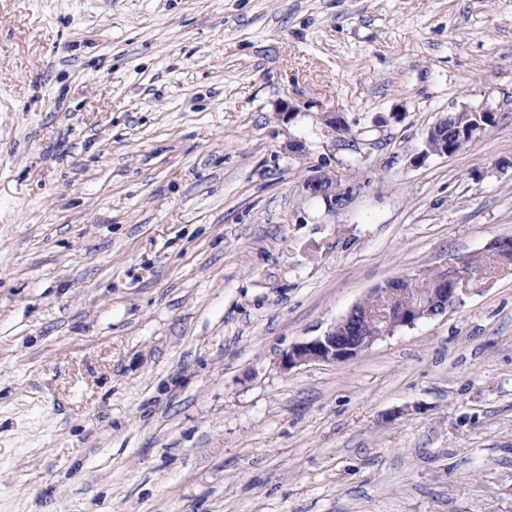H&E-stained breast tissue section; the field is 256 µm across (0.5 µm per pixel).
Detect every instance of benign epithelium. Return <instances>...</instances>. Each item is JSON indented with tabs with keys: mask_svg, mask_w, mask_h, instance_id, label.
<instances>
[{
	"mask_svg": "<svg viewBox=\"0 0 512 512\" xmlns=\"http://www.w3.org/2000/svg\"><path fill=\"white\" fill-rule=\"evenodd\" d=\"M454 122V116L449 114L428 131L424 155H448V126ZM303 189L332 204L344 199V193L336 187V179L326 174L309 178ZM471 274L470 264L462 259L437 272L428 288L410 287L409 278L392 280L373 291V303L355 305L322 335L289 348L282 354L280 365L290 370L312 362L334 365L350 362L396 329L412 327L422 319L441 315L461 304L466 292L464 284Z\"/></svg>",
	"mask_w": 512,
	"mask_h": 512,
	"instance_id": "1",
	"label": "benign epithelium"
}]
</instances>
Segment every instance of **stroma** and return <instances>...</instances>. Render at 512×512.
<instances>
[{
	"label": "stroma",
	"instance_id": "35a3bbf8",
	"mask_svg": "<svg viewBox=\"0 0 512 512\" xmlns=\"http://www.w3.org/2000/svg\"><path fill=\"white\" fill-rule=\"evenodd\" d=\"M510 237L512 0H0V512H512L511 264L280 365ZM471 112H493L489 109H479V110H468L464 109L459 112L453 113L457 117V124H453L455 122L454 116L452 113H448L447 116L443 117L438 123L433 126L427 134L426 137V150L424 151V156H428L429 154L437 155V156H446L448 157V149L452 146V144L456 141L458 136V130L454 128H448V126H459L465 127L474 121ZM303 189L311 196L322 197L327 202L330 201L332 206H336V202L344 199L345 195L340 189H337L336 179L326 174L309 178L304 182ZM481 258L462 259L437 272L430 288H423L432 275L420 280L417 288H408L414 278H398L377 288L371 294L372 304H356L347 315L322 335L293 345L281 357L284 370L317 362L347 363L372 346L375 341L401 327L414 326L422 319L444 314L463 302L464 284L472 267ZM471 265V266H470Z\"/></svg>",
	"mask_w": 512,
	"mask_h": 512
}]
</instances>
